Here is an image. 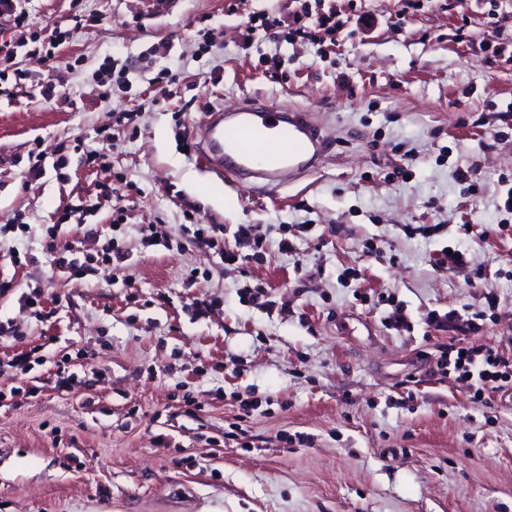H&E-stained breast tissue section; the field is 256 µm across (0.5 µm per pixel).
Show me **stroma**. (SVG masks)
I'll return each mask as SVG.
<instances>
[{"instance_id": "35a3bbf8", "label": "stroma", "mask_w": 512, "mask_h": 512, "mask_svg": "<svg viewBox=\"0 0 512 512\" xmlns=\"http://www.w3.org/2000/svg\"><path fill=\"white\" fill-rule=\"evenodd\" d=\"M229 2L28 0L27 35L63 36L53 56L19 52L33 82L0 101V223L27 225L0 239V275L15 281L0 295L13 328L0 335V512H512V384L477 403L432 372L438 344L459 334L512 353V59L496 52L512 41V8L493 31L475 0H323L378 25L276 43L245 40V16L294 0ZM66 65L72 105L45 101L39 85ZM103 65L140 79L98 85ZM252 99L308 112L324 145L315 170L243 188L199 164L210 112ZM121 112L134 118L119 127ZM115 128L117 142L102 140ZM36 141L68 163L27 183ZM95 150L107 166L89 163ZM188 210L202 224L305 231L295 255L274 232L239 269L221 246L188 243ZM154 218L147 247L139 227ZM112 241L131 270L101 264L78 284L57 265ZM448 246L463 269L436 268ZM260 283L267 306L240 302ZM30 288L41 316L18 303ZM490 291L495 315L461 333ZM199 297L220 305L195 316ZM396 304L410 329L385 325ZM433 310L450 314L445 328ZM23 352L25 371L12 363ZM62 370L73 389L58 388ZM237 392L261 403L244 445L224 437Z\"/></svg>"}]
</instances>
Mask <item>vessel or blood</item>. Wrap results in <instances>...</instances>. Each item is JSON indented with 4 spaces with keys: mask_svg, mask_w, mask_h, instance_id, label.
<instances>
[{
    "mask_svg": "<svg viewBox=\"0 0 512 512\" xmlns=\"http://www.w3.org/2000/svg\"><path fill=\"white\" fill-rule=\"evenodd\" d=\"M204 168L242 186L273 184L287 171L316 167L323 143L305 115L280 103H244L236 113H211L202 133Z\"/></svg>",
    "mask_w": 512,
    "mask_h": 512,
    "instance_id": "1",
    "label": "vessel or blood"
}]
</instances>
